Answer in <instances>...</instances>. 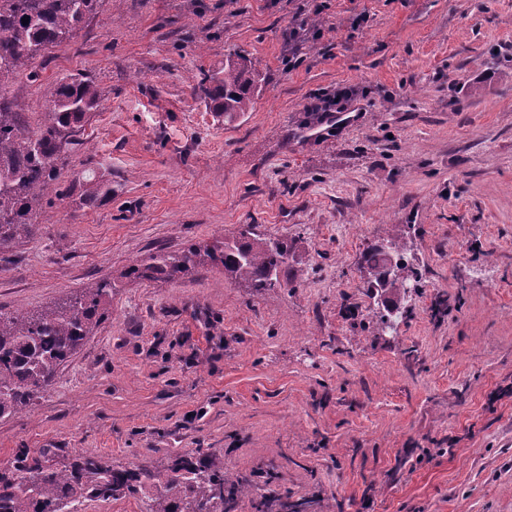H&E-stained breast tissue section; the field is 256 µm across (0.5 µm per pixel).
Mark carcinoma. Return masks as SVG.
Masks as SVG:
<instances>
[{
    "label": "carcinoma",
    "instance_id": "1",
    "mask_svg": "<svg viewBox=\"0 0 512 512\" xmlns=\"http://www.w3.org/2000/svg\"><path fill=\"white\" fill-rule=\"evenodd\" d=\"M103 0H0V79L28 73L31 61L50 47L65 45ZM29 23H22V19ZM263 81L260 63L239 56L224 63V74L203 75L193 94L233 120L254 105ZM94 81L78 73L62 79L29 129L22 113L0 95V253L19 239L33 237L52 216L43 208L61 190L59 160L76 144L87 115L100 106ZM404 245L396 234L364 256L374 275L372 287L391 297L417 284L420 275L402 262ZM295 242L263 238L248 226L230 241L191 244L174 253L136 261L121 277L174 279L207 266H221L232 279L260 293L277 287L288 270ZM395 267H389L391 259ZM112 277H102L34 312L0 311V418L26 410L55 383L59 370L97 330L112 298ZM249 486L224 473V464L200 451L179 455L163 469H116L100 456L77 454L64 467L45 465L19 451L0 468V512H76L89 501L143 496L145 512H229Z\"/></svg>",
    "mask_w": 512,
    "mask_h": 512
}]
</instances>
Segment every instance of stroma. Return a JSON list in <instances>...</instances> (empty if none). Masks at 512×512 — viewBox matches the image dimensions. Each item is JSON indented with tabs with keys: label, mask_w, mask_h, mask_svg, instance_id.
<instances>
[{
	"label": "stroma",
	"mask_w": 512,
	"mask_h": 512,
	"mask_svg": "<svg viewBox=\"0 0 512 512\" xmlns=\"http://www.w3.org/2000/svg\"><path fill=\"white\" fill-rule=\"evenodd\" d=\"M299 10L315 37L292 62ZM237 53L265 80L228 122L190 79ZM30 68L0 81L29 128L69 75L101 103L52 223L0 260V310L246 224L298 249L262 293L220 266L119 280L55 384L0 419V467L199 448L309 512H512V0H104ZM346 86L342 120L308 112ZM391 231L421 279L385 330L362 258Z\"/></svg>",
	"instance_id": "stroma-1"
}]
</instances>
